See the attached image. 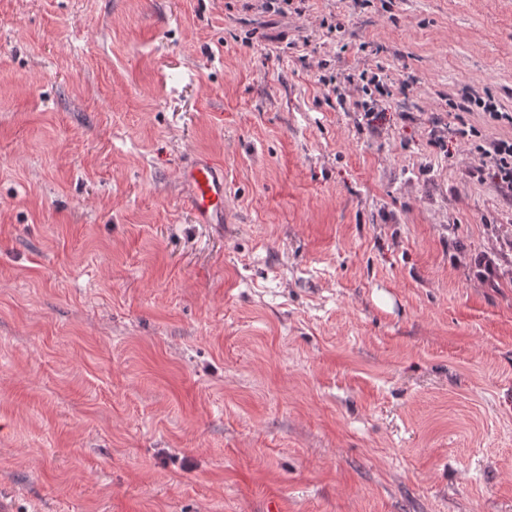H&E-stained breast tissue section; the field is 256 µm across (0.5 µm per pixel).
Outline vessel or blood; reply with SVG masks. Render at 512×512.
<instances>
[{
    "label": "vessel or blood",
    "mask_w": 512,
    "mask_h": 512,
    "mask_svg": "<svg viewBox=\"0 0 512 512\" xmlns=\"http://www.w3.org/2000/svg\"><path fill=\"white\" fill-rule=\"evenodd\" d=\"M182 178L190 190V208L198 223L224 221V171L205 157L195 158L185 167Z\"/></svg>",
    "instance_id": "vessel-or-blood-1"
}]
</instances>
